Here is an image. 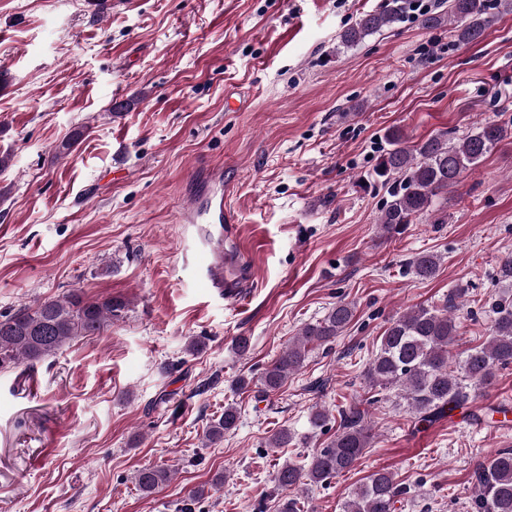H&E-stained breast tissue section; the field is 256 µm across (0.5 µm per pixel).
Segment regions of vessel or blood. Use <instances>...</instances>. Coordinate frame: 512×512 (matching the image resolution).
Masks as SVG:
<instances>
[{
    "label": "vessel or blood",
    "instance_id": "vessel-or-blood-1",
    "mask_svg": "<svg viewBox=\"0 0 512 512\" xmlns=\"http://www.w3.org/2000/svg\"><path fill=\"white\" fill-rule=\"evenodd\" d=\"M212 180L217 183V190L191 198L182 211V223L205 224L209 227L194 257L184 258L182 270L206 287L223 289L232 295L235 294L239 281L224 275L225 265L232 263L234 258L233 251L224 247L232 216L224 205V192L219 188L223 181L221 172H213Z\"/></svg>",
    "mask_w": 512,
    "mask_h": 512
}]
</instances>
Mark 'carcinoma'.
I'll list each match as a JSON object with an SVG mask.
<instances>
[{
	"instance_id": "cac0c4a2",
	"label": "carcinoma",
	"mask_w": 512,
	"mask_h": 512,
	"mask_svg": "<svg viewBox=\"0 0 512 512\" xmlns=\"http://www.w3.org/2000/svg\"><path fill=\"white\" fill-rule=\"evenodd\" d=\"M407 0H385L378 12L362 15L340 35L346 47L357 46L366 37L397 24ZM487 0H448L447 9L424 18L425 25L448 24L455 40L470 44L482 37L489 18ZM512 138V121L485 119L463 136L439 132L413 145H406L395 130L388 137L373 169V180L387 188L389 199L378 216L379 229L387 239L403 233L420 215L434 210L436 199L461 181L462 174ZM441 257L426 250L409 261L411 274L427 280L436 276ZM496 281L512 289V254L501 258ZM465 289L452 292L446 304L419 306L398 316L385 329L380 345L365 371L372 389L393 391L406 403L414 426L430 424L464 406L471 394L491 383L500 369L512 366V300L501 298L491 305L493 319L486 342L459 353L453 348L460 336L458 311ZM128 308L119 297L91 299L71 289L56 297L25 304L9 315H0V370L32 366L57 353L70 341L101 336ZM354 316L351 303L338 302L319 320L304 325L279 356L260 375L261 392L282 388L297 374L313 344L336 338ZM240 414L224 407V416L208 430L216 442L236 430ZM366 411L358 405L342 412L339 431L319 449L306 466L283 464L275 481L284 488L319 484L354 469L373 438L365 422ZM170 481V469L145 467L135 482L141 494H154ZM475 497L472 512H512V448H501L479 463L471 475ZM410 487L389 471L378 470L352 492L342 512H395L396 503Z\"/></svg>"
}]
</instances>
